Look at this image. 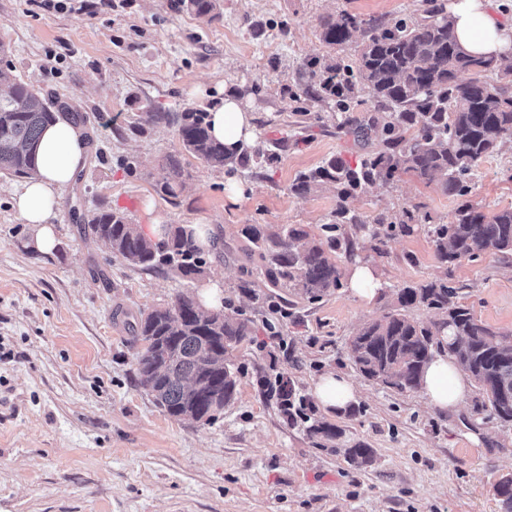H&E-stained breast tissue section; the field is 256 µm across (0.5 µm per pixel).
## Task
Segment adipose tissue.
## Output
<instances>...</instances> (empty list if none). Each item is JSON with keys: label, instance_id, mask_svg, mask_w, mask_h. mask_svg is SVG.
I'll list each match as a JSON object with an SVG mask.
<instances>
[{"label": "adipose tissue", "instance_id": "adipose-tissue-1", "mask_svg": "<svg viewBox=\"0 0 512 512\" xmlns=\"http://www.w3.org/2000/svg\"><path fill=\"white\" fill-rule=\"evenodd\" d=\"M450 15L455 38L466 53L512 59V19L505 16L497 0H453ZM209 99L212 136L232 155L251 152L257 142L251 112L221 87L211 91ZM86 160V130L82 125L61 117L44 129L37 147V169L14 196L20 219L38 228L34 241L38 251L54 249L56 238L50 218L57 193ZM419 393L433 410L456 409L469 394L467 374L453 355L435 351L422 374ZM312 394L329 414L345 409L357 397L353 382L334 373L315 382Z\"/></svg>", "mask_w": 512, "mask_h": 512}]
</instances>
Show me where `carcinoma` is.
I'll list each match as a JSON object with an SVG mask.
<instances>
[{"instance_id": "1", "label": "carcinoma", "mask_w": 512, "mask_h": 512, "mask_svg": "<svg viewBox=\"0 0 512 512\" xmlns=\"http://www.w3.org/2000/svg\"><path fill=\"white\" fill-rule=\"evenodd\" d=\"M190 12L208 15L215 0H182ZM424 17L409 23L404 19L385 23L364 20L342 13L329 16L322 24L321 38L329 46L349 41L354 33L364 34L358 56L352 63L332 59L307 62L310 78L323 94L336 99L342 112L349 109L359 82L373 92L378 102L390 110L387 120L370 116L360 120L346 117L337 129L359 140L379 130L384 149L363 157L350 167L333 156L323 165L301 173L290 187L305 195L324 183L336 186L339 203L334 219L322 225V238L308 241L302 228L288 227L266 234L257 227L247 232L248 256L261 261L259 270L270 288L287 289L308 301H317L341 286L336 258L354 255V233L380 235L376 226L386 222L383 215L373 219L374 227L349 206V200L364 195L379 182H387L400 172H411L419 179L437 182L449 195L468 194L467 179L487 156L507 139H512V65L494 57L465 54L452 33V21L436 0H424ZM464 71L492 73L496 82L472 79L461 82ZM0 173L28 178L36 170V148L44 126L55 113L67 114L82 122L86 116L66 102H52L13 73V67H0ZM146 122L176 128L184 153L212 168L260 164L275 158L262 148L236 159L209 133L207 112L189 108L182 112H149ZM185 170L176 154L165 158L163 174L155 188L164 200L177 204ZM83 233L104 242L112 254L129 265L146 271L169 269L183 276L202 272L206 260L195 241V229L170 225L165 237L153 241L136 225L117 212L100 209L87 217L72 208ZM350 226L353 233L345 231ZM432 234L443 263L460 259L476 260L484 254L512 256V208L486 214L472 203L463 202L451 224H436ZM425 307L440 320L424 324L408 314L414 307ZM135 337L145 343L138 357L141 383L150 374L159 375L154 396L156 404L169 416L185 420L192 412L210 422L209 396L215 392L224 404L235 399L237 371L227 354L234 344L251 334V321L224 311L195 312L190 298L180 297L170 308L154 309L136 319ZM448 334V351L453 353L475 382L485 410L504 424L512 425V334L497 332L477 320L472 311L457 300L456 289L446 281L407 286L397 293V306L382 318L365 324L349 344V356L366 379L400 391H416L419 379L436 337ZM263 396L274 401L283 415L295 423H306V432L328 441L340 438L338 426L311 417L314 409L307 399L293 390L281 374L258 380ZM502 512H512V476L497 484Z\"/></svg>"}]
</instances>
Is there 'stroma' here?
Wrapping results in <instances>:
<instances>
[{
    "label": "stroma",
    "mask_w": 512,
    "mask_h": 512,
    "mask_svg": "<svg viewBox=\"0 0 512 512\" xmlns=\"http://www.w3.org/2000/svg\"><path fill=\"white\" fill-rule=\"evenodd\" d=\"M86 2L56 10L0 0V42L16 74L77 106L91 138L80 181L60 191L52 253L35 249L34 225L16 213L21 179L0 174V512H500L512 426L477 411L472 398L455 413L430 411L418 392L364 378L348 352L400 288L439 279L477 319L512 332V258H438L429 227L453 222L459 197L402 172L351 200L368 219L414 215L410 232L380 244L357 235L355 259L337 260L344 272L354 260L378 272L386 290L372 303L346 287L300 300L273 336L265 326L273 312L240 290L245 281L266 289L241 253L245 228L300 224L318 236L336 211L335 185L298 196L291 184L330 157L353 165L381 147L378 135L358 142L339 131L335 101L308 88V60L357 54L354 40L324 44L322 20L343 12L417 20L421 0H218L211 16L177 0H112L95 13ZM220 83L244 99L258 145L276 154L231 174L246 187L235 199L224 190L226 170L182 155L174 127L132 129L147 111L207 108L201 88ZM169 153L181 154L188 172L176 207L153 188ZM468 198L487 213L512 207V141L479 163ZM75 206L120 212L138 226L210 224L221 247L191 278L144 271L81 233ZM208 284L251 319L253 334L229 351L240 371L234 400L215 420L191 424L163 412L140 382L144 343L130 324L178 297L200 299ZM330 370L354 379L360 398L328 415L343 431L328 446L290 425L257 378L284 374L306 396ZM357 443L372 448L370 463L347 459Z\"/></svg>",
    "instance_id": "35a3bbf8"
}]
</instances>
